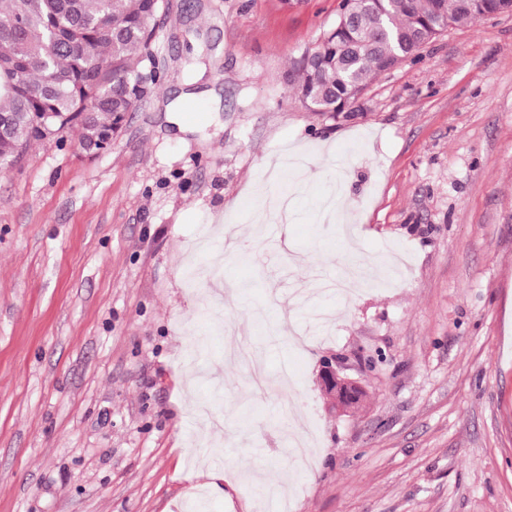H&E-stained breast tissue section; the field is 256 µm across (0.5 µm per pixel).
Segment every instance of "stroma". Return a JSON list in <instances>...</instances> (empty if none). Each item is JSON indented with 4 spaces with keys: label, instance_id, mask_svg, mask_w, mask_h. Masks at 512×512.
Returning <instances> with one entry per match:
<instances>
[{
    "label": "stroma",
    "instance_id": "stroma-1",
    "mask_svg": "<svg viewBox=\"0 0 512 512\" xmlns=\"http://www.w3.org/2000/svg\"><path fill=\"white\" fill-rule=\"evenodd\" d=\"M339 2L168 0L112 147L70 131L0 174V512H256L262 484L289 512H512V14L312 112L288 74ZM184 93L210 108L185 129ZM287 148L313 191L345 169L357 255L401 277L320 294L346 264L304 200L289 259L244 253L267 172L299 183ZM330 355L364 409L325 411Z\"/></svg>",
    "mask_w": 512,
    "mask_h": 512
}]
</instances>
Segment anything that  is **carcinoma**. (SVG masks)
I'll return each mask as SVG.
<instances>
[{
    "instance_id": "carcinoma-1",
    "label": "carcinoma",
    "mask_w": 512,
    "mask_h": 512,
    "mask_svg": "<svg viewBox=\"0 0 512 512\" xmlns=\"http://www.w3.org/2000/svg\"><path fill=\"white\" fill-rule=\"evenodd\" d=\"M289 85L313 112L339 115L368 80L442 28L512 13V0H349ZM164 0H0V172L47 138L77 130L79 154L105 151L155 83L151 23Z\"/></svg>"
}]
</instances>
